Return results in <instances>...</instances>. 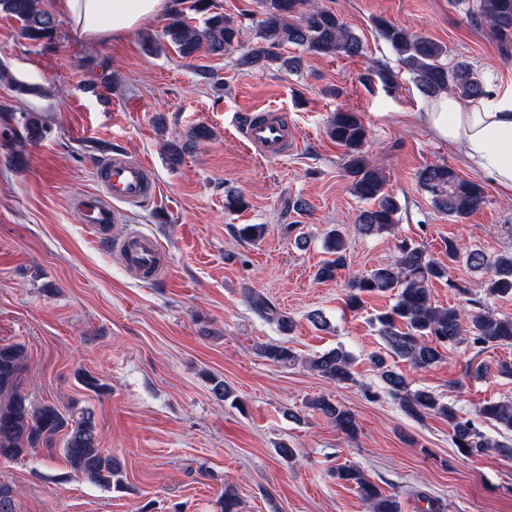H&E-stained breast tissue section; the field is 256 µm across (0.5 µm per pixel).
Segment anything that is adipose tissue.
<instances>
[{"instance_id": "1", "label": "adipose tissue", "mask_w": 512, "mask_h": 512, "mask_svg": "<svg viewBox=\"0 0 512 512\" xmlns=\"http://www.w3.org/2000/svg\"><path fill=\"white\" fill-rule=\"evenodd\" d=\"M171 6V0H56L57 11L95 40L123 36ZM418 119L471 168L512 192V92L480 100L441 94L427 101Z\"/></svg>"}]
</instances>
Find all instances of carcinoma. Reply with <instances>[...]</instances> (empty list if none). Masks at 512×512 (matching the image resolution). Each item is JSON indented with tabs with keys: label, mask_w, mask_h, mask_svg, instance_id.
I'll list each match as a JSON object with an SVG mask.
<instances>
[{
	"label": "carcinoma",
	"mask_w": 512,
	"mask_h": 512,
	"mask_svg": "<svg viewBox=\"0 0 512 512\" xmlns=\"http://www.w3.org/2000/svg\"><path fill=\"white\" fill-rule=\"evenodd\" d=\"M261 18L254 27L252 42L238 57V65L250 70H265L277 62L293 71L300 67L298 57L282 58L281 49L295 45L315 55L364 54L361 40L332 9L318 0H261ZM187 9L205 15L204 27L190 24L184 11L173 12L162 29L163 37L182 59H195L200 53L219 56L235 51L242 44V27L233 17L210 11V0H189ZM0 14L11 16L22 25L24 36L33 42L53 38L55 19L42 7V0H0ZM470 24L489 27L506 58L512 56V0H475L468 9ZM381 37L397 54L412 75L418 91L426 98L453 93L462 98H486L487 86L475 74L470 62L448 59V46L429 37L413 34L383 18L375 19ZM399 74L391 67L373 63L364 80L390 91L398 86ZM328 138L343 149V172L350 188L372 206L355 218L358 232L373 236L389 232L399 223L398 199L385 191L386 176L365 151L369 131L361 116L352 111H336L327 121ZM421 189L433 206L459 221L467 218L485 201L484 187L462 177L448 164H430L417 173ZM236 236L258 243L266 234L264 224H240ZM392 261L366 275H354L346 286L344 304L350 311L363 308L364 298L374 294H394V303L375 317L385 354L371 358L384 390L399 400L401 410L412 419L437 417L448 423L451 440L465 457L483 456L493 450L512 454V446L490 437L473 420L463 416L453 399L443 400L427 390H408L405 377L393 369L387 357L406 360L417 370H426L443 361L447 351L465 344L476 352L494 347L512 346V317H499L487 306V300L512 299V253L489 258L477 249H466L450 238L446 242L447 261L433 257L426 246L401 239L395 244ZM326 258L315 278L335 280L348 264L342 231L332 228L324 237ZM475 270L485 273L479 292L455 283L448 286L465 297V305L438 306L430 287L436 280L448 279L451 266L460 258ZM250 309L274 322L283 332L293 327L288 315L279 311L267 295L255 288L244 289ZM257 354L269 362L290 366L299 356L285 345L261 344ZM26 351L20 344L0 345V458L18 459L36 448L51 452L56 438L64 433L63 455L77 474L104 488H124L123 464L100 447L93 412L70 408L61 410L54 403H33L22 392L21 374ZM318 376L334 383L355 381L352 358L341 348H333L305 360ZM306 407L319 412L337 430L348 437L357 435L359 426L353 412L326 396H318ZM482 421L501 433L512 434V399L485 401L479 408ZM337 480L354 487L367 512H401L397 496L381 489L359 469L338 466L332 469Z\"/></svg>",
	"instance_id": "carcinoma-1"
}]
</instances>
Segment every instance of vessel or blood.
I'll return each mask as SVG.
<instances>
[{
    "label": "vessel or blood",
    "instance_id": "vessel-or-blood-1",
    "mask_svg": "<svg viewBox=\"0 0 512 512\" xmlns=\"http://www.w3.org/2000/svg\"><path fill=\"white\" fill-rule=\"evenodd\" d=\"M239 131L247 146L258 155L266 158H279L287 155L295 146V138L284 114L273 109L253 112L252 118L240 126ZM100 175L109 202L89 200L84 204L85 221L95 229L110 224L111 201L133 204L154 197L157 193L155 183L147 177L143 163L117 156L102 166ZM126 243L134 265L144 276L155 274L160 266L161 248L154 237L141 233L131 234Z\"/></svg>",
    "mask_w": 512,
    "mask_h": 512
}]
</instances>
